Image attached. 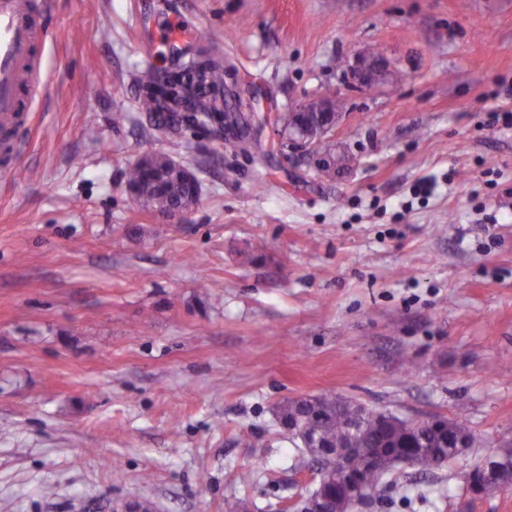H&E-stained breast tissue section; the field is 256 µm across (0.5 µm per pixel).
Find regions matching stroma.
Here are the masks:
<instances>
[{"label":"stroma","instance_id":"35a3bbf8","mask_svg":"<svg viewBox=\"0 0 512 512\" xmlns=\"http://www.w3.org/2000/svg\"><path fill=\"white\" fill-rule=\"evenodd\" d=\"M142 4L161 39L148 66ZM40 13L42 95L0 169V512H294L318 476L277 410L317 395L476 437L434 472L387 473L365 512H512V489H466L512 442V130L487 124L512 111V0ZM173 17L259 113L247 150L138 110V74L181 55L163 42ZM373 46L385 79L347 90ZM338 92L323 180L283 119ZM154 153L200 183L182 213L127 187Z\"/></svg>","mask_w":512,"mask_h":512}]
</instances>
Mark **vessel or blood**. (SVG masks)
Instances as JSON below:
<instances>
[{
    "instance_id": "b4317fda",
    "label": "vessel or blood",
    "mask_w": 512,
    "mask_h": 512,
    "mask_svg": "<svg viewBox=\"0 0 512 512\" xmlns=\"http://www.w3.org/2000/svg\"><path fill=\"white\" fill-rule=\"evenodd\" d=\"M37 38L36 25L23 0H0V127H15L22 91L41 87V70L34 54Z\"/></svg>"
}]
</instances>
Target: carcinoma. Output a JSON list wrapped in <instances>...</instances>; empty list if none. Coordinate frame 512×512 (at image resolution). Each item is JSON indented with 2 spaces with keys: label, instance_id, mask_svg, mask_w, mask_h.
I'll return each instance as SVG.
<instances>
[{
  "label": "carcinoma",
  "instance_id": "carcinoma-1",
  "mask_svg": "<svg viewBox=\"0 0 512 512\" xmlns=\"http://www.w3.org/2000/svg\"><path fill=\"white\" fill-rule=\"evenodd\" d=\"M225 87L226 71L224 67L216 66L205 76L200 91ZM137 106L142 112L161 117L167 111L174 113L177 125L190 122L198 127H208L213 119L207 110L190 115L177 114L149 96H139ZM240 109V101L224 99L221 120L244 140L255 116L246 117ZM125 176L133 194L162 213H171L198 198V181L182 178L173 169L170 156L164 153L151 155L147 166L139 161L130 164ZM278 418L285 429L292 422L313 423L319 441L331 449L346 451L353 448V453L346 456L345 467L327 470L325 487L336 500L332 512H353V496L346 491L351 481L360 483L370 498H380L382 478L394 469V459L410 457L419 471L431 472L464 454L474 444L471 430L459 420L434 416L429 421L417 422L398 417L393 423L376 410L335 397H317L313 403L304 397L288 400L280 406ZM497 457L499 480L504 489L511 490L512 448L503 449Z\"/></svg>",
  "mask_w": 512,
  "mask_h": 512
}]
</instances>
